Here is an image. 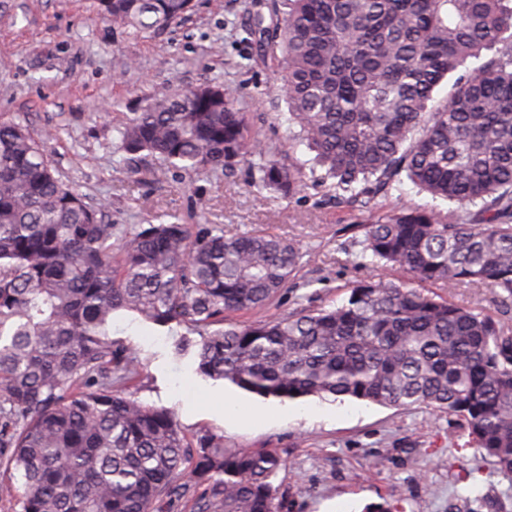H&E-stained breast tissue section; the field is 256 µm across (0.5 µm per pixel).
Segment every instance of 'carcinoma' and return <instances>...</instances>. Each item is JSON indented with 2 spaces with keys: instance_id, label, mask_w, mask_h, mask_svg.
I'll use <instances>...</instances> for the list:
<instances>
[{
  "instance_id": "obj_1",
  "label": "carcinoma",
  "mask_w": 512,
  "mask_h": 512,
  "mask_svg": "<svg viewBox=\"0 0 512 512\" xmlns=\"http://www.w3.org/2000/svg\"><path fill=\"white\" fill-rule=\"evenodd\" d=\"M135 38L163 34L192 0H95ZM281 64L294 137L364 202L409 182L464 221L405 207L364 224V252L405 275L342 303L224 325L287 287L305 253L263 231L161 222L120 231L63 181L45 131L0 116V491L19 512H161L199 490L196 512H281L273 450L194 441L173 412L128 390L143 363L112 341L136 315L185 327L195 373L261 397H350L428 406L512 473V330L420 283L460 282L512 300V0H272L249 29ZM447 83L441 99L436 91ZM118 149L186 174L257 160L253 186L302 190V165L251 132L237 93L201 83L156 99L119 128Z\"/></svg>"
}]
</instances>
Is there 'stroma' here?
I'll return each mask as SVG.
<instances>
[{
  "label": "stroma",
  "mask_w": 512,
  "mask_h": 512,
  "mask_svg": "<svg viewBox=\"0 0 512 512\" xmlns=\"http://www.w3.org/2000/svg\"><path fill=\"white\" fill-rule=\"evenodd\" d=\"M255 2L194 0L174 28L135 41L124 27L98 18L93 0H68L64 10L58 0H0V114L37 134L55 129L47 153L88 202H108L109 223L130 231L166 214L185 224L204 217L229 237L261 230L302 245L303 263L287 288L261 309L233 314L245 323L342 302L361 282L399 279V272L363 256L362 226L405 204H433L407 183L366 208L340 204L316 171L306 172L298 194L280 199L253 187L248 160L227 173L190 177L173 170L154 180L149 172L157 159L129 162L115 150L117 126L155 97L178 85L216 82L237 91L269 149L308 160L273 90L275 67L246 40ZM424 290L512 328V307L502 308L494 289L428 283ZM180 333L127 318L113 322V340L144 363L136 397L173 410L186 435L212 433L229 449L276 450L285 461L274 479L283 512H362L383 500L394 512H512V475L467 447L463 426L447 413L348 398L283 402L228 383L212 386L175 355ZM227 396L243 410H267L268 420L225 422Z\"/></svg>",
  "instance_id": "1"
}]
</instances>
